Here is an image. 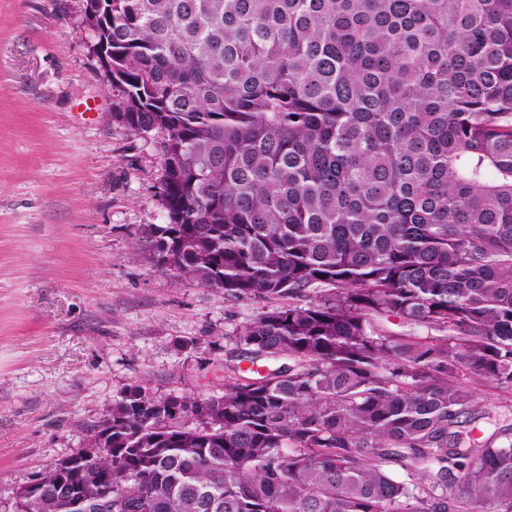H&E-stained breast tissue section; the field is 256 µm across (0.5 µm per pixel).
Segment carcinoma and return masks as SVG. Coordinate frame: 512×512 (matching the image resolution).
<instances>
[{
    "instance_id": "carcinoma-1",
    "label": "carcinoma",
    "mask_w": 512,
    "mask_h": 512,
    "mask_svg": "<svg viewBox=\"0 0 512 512\" xmlns=\"http://www.w3.org/2000/svg\"><path fill=\"white\" fill-rule=\"evenodd\" d=\"M112 120L159 141L137 249L275 305L224 394L83 428L112 512H512V0H83ZM399 317L435 335L382 333ZM48 496L27 512H60ZM476 395L478 419L473 435L485 439L502 425L512 423V391L499 389L485 383L471 384Z\"/></svg>"
}]
</instances>
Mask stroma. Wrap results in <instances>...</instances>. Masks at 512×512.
<instances>
[{
  "instance_id": "obj_1",
  "label": "stroma",
  "mask_w": 512,
  "mask_h": 512,
  "mask_svg": "<svg viewBox=\"0 0 512 512\" xmlns=\"http://www.w3.org/2000/svg\"><path fill=\"white\" fill-rule=\"evenodd\" d=\"M81 8L0 0V512L125 390L222 394L238 329L271 306L134 248L163 221L158 138L113 124ZM473 390L476 438L512 423V391Z\"/></svg>"
}]
</instances>
